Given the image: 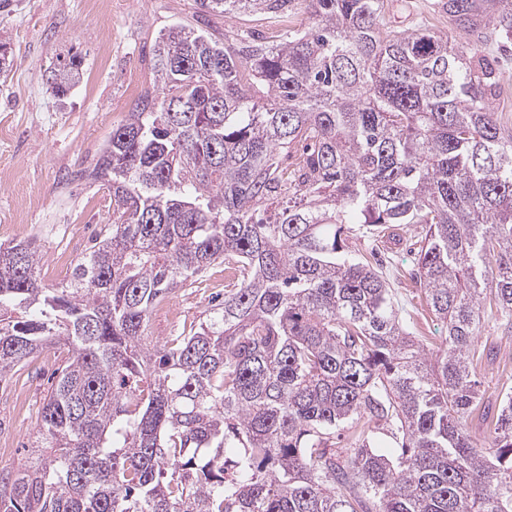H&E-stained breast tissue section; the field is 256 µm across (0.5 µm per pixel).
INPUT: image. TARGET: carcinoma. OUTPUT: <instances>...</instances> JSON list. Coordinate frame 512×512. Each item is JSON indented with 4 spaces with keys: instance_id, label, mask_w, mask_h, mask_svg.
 <instances>
[{
    "instance_id": "obj_1",
    "label": "carcinoma",
    "mask_w": 512,
    "mask_h": 512,
    "mask_svg": "<svg viewBox=\"0 0 512 512\" xmlns=\"http://www.w3.org/2000/svg\"><path fill=\"white\" fill-rule=\"evenodd\" d=\"M304 2L315 25L278 42L159 34L161 93L112 129L93 170L112 223L70 285H41L31 243L0 246V382L69 353L0 512H512V392L481 410L493 348L475 344L485 320L512 329V128L478 56L512 41V0H441L464 41L382 28L383 0ZM78 79L72 61L47 91ZM396 224L424 231L436 351L342 239ZM219 260L239 279L214 316L147 344L155 305ZM354 419L358 447L336 451ZM373 422L398 447L374 448Z\"/></svg>"
}]
</instances>
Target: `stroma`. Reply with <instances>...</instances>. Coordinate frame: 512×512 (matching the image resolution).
I'll return each instance as SVG.
<instances>
[{
  "mask_svg": "<svg viewBox=\"0 0 512 512\" xmlns=\"http://www.w3.org/2000/svg\"><path fill=\"white\" fill-rule=\"evenodd\" d=\"M313 20L303 0L277 12H202L196 0H5L0 5V243H33L40 252L39 279L48 288L70 283L72 264L82 259L104 225L112 202L103 181L91 172L113 127L125 120L138 91L156 90L152 49L161 30L188 25L213 40L232 43L257 36L267 42ZM385 26L406 29L425 23L449 38L463 34L437 0H387ZM482 54L499 74L498 119L512 126V49L489 45ZM80 78L61 97L46 90V79L70 61ZM417 224L397 229L395 240H350L356 253L379 268L405 317L414 321L429 348L440 347L442 323L431 317L415 276L411 248L421 236ZM70 263L55 264L58 254ZM218 262L199 280L179 288L150 314V342L161 345L205 321L214 297L232 287ZM480 338L498 340L497 358L483 366L487 397L512 385V335L500 337L496 323H483ZM68 357L58 347L33 355L0 383V470L28 462L34 423Z\"/></svg>",
  "mask_w": 512,
  "mask_h": 512,
  "instance_id": "obj_1",
  "label": "stroma"
}]
</instances>
